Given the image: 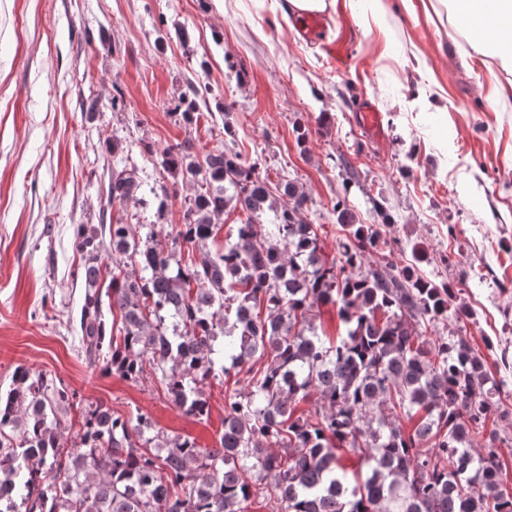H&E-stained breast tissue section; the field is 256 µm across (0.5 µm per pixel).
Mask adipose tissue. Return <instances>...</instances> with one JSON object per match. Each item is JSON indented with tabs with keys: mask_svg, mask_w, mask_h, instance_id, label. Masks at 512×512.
Instances as JSON below:
<instances>
[{
	"mask_svg": "<svg viewBox=\"0 0 512 512\" xmlns=\"http://www.w3.org/2000/svg\"><path fill=\"white\" fill-rule=\"evenodd\" d=\"M450 9L462 28H469L472 20L492 15L496 26L493 34L479 38L477 45L482 55L500 59L512 67V54L502 47L512 42V0H449Z\"/></svg>",
	"mask_w": 512,
	"mask_h": 512,
	"instance_id": "ef3b65f1",
	"label": "adipose tissue"
}]
</instances>
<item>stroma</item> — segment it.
Returning a JSON list of instances; mask_svg holds the SVG:
<instances>
[{"label":"stroma","mask_w":512,"mask_h":512,"mask_svg":"<svg viewBox=\"0 0 512 512\" xmlns=\"http://www.w3.org/2000/svg\"><path fill=\"white\" fill-rule=\"evenodd\" d=\"M384 5L376 19L364 0H336L312 41L266 0H0V389L16 366L45 370L84 400L214 446L221 386L207 384L211 414L196 420L155 380L87 367L74 329L75 225L116 219L165 234L182 223L197 185L159 159L184 140L201 153L233 147L269 182L293 179L328 259L339 257L341 197L357 223L390 221L397 265L415 243L447 256L425 271L456 284L473 344L498 336L512 352V72L438 0ZM193 87L200 117L189 126L176 104ZM364 96L383 115L381 139L352 119ZM119 160L138 168L143 201L111 209ZM164 185L175 193L161 209Z\"/></svg>","instance_id":"35a3bbf8"}]
</instances>
